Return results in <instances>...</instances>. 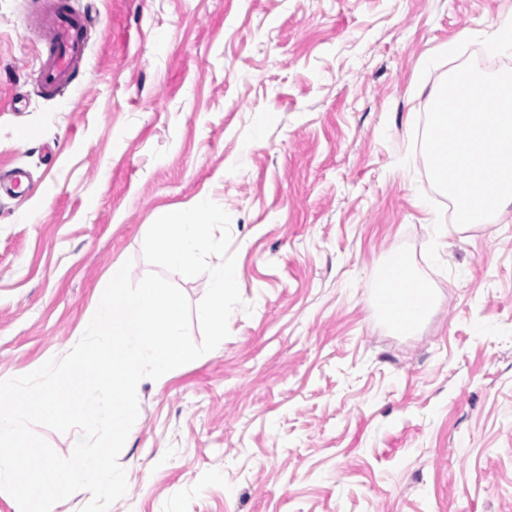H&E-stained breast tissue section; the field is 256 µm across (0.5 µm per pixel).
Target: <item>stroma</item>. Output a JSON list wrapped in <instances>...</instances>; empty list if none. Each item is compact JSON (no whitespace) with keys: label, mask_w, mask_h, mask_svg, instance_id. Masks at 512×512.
I'll list each match as a JSON object with an SVG mask.
<instances>
[{"label":"stroma","mask_w":512,"mask_h":512,"mask_svg":"<svg viewBox=\"0 0 512 512\" xmlns=\"http://www.w3.org/2000/svg\"><path fill=\"white\" fill-rule=\"evenodd\" d=\"M90 82L34 87L42 0H0V379L67 354L152 223L230 215L242 306L137 389L108 512H512V205L441 234L417 121L512 0H71ZM431 282L412 335L368 292Z\"/></svg>","instance_id":"35a3bbf8"}]
</instances>
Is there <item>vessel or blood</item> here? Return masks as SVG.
<instances>
[{
	"mask_svg": "<svg viewBox=\"0 0 512 512\" xmlns=\"http://www.w3.org/2000/svg\"><path fill=\"white\" fill-rule=\"evenodd\" d=\"M87 16L65 0H45L40 14L34 83L40 93L53 97L66 89L79 73L86 52Z\"/></svg>",
	"mask_w": 512,
	"mask_h": 512,
	"instance_id": "vessel-or-blood-1",
	"label": "vessel or blood"
}]
</instances>
